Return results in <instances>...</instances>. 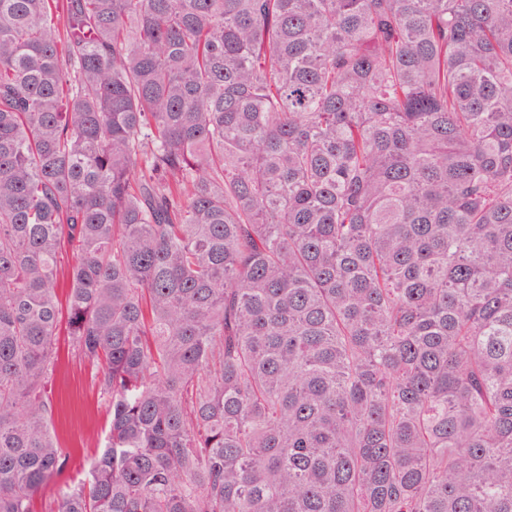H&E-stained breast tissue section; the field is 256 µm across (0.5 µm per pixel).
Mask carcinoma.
<instances>
[{"mask_svg":"<svg viewBox=\"0 0 512 512\" xmlns=\"http://www.w3.org/2000/svg\"><path fill=\"white\" fill-rule=\"evenodd\" d=\"M62 333L49 512H512V0H0V512ZM68 336L58 340L59 364L52 381L56 413L53 428L70 458L63 470L34 498V512H48L60 491L84 477L98 455L108 421L107 405L94 387L90 370L75 358Z\"/></svg>","mask_w":512,"mask_h":512,"instance_id":"cac0c4a2","label":"carcinoma"}]
</instances>
